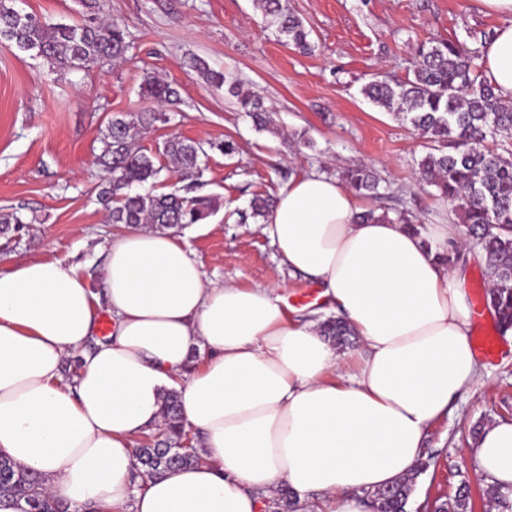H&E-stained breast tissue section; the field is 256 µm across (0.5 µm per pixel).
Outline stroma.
<instances>
[{
	"label": "stroma",
	"mask_w": 512,
	"mask_h": 512,
	"mask_svg": "<svg viewBox=\"0 0 512 512\" xmlns=\"http://www.w3.org/2000/svg\"><path fill=\"white\" fill-rule=\"evenodd\" d=\"M100 16L122 27L125 62L63 72L17 49L0 48V214L21 216L18 231L0 234V268L58 258L78 266L100 290L103 249L115 229L97 202L105 177L95 163L112 118L151 107L146 73L176 86L180 102L141 140L155 151L171 136L232 141L233 155L208 153L201 194L218 197L211 227L179 235L207 278L272 285L289 305L308 288L284 265L257 219H242L255 195L277 196L292 177H338L362 164L382 180L381 208L408 209L421 225L457 224L452 205L419 180L426 140L361 93L369 81L411 74L416 51L430 40L475 44L500 17L479 0H290L314 47L304 55L277 37L257 0H98ZM233 74L261 96L275 128L257 129L235 98L209 85L195 61ZM301 305V304H298ZM310 311V304L301 305ZM482 383L462 395L425 439L427 468L407 506L417 512L470 488L483 512L486 481L464 452L473 426L512 419V356L480 362Z\"/></svg>",
	"instance_id": "obj_1"
}]
</instances>
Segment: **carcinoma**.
Returning <instances> with one entry per match:
<instances>
[{
	"instance_id": "obj_1",
	"label": "carcinoma",
	"mask_w": 512,
	"mask_h": 512,
	"mask_svg": "<svg viewBox=\"0 0 512 512\" xmlns=\"http://www.w3.org/2000/svg\"><path fill=\"white\" fill-rule=\"evenodd\" d=\"M265 18L283 43L302 51L311 49L309 31L289 6V0H258ZM86 9L80 24L49 23L17 7V0H0V47L16 48L44 59L50 66L77 71L90 64L110 67L126 58L129 42L117 24L97 17L96 0H82ZM482 50L465 42L432 40L420 45L412 76L397 81L374 79L362 88L373 103L395 113L427 138L428 152L418 162L420 179L436 188L461 213L463 235L485 251L489 303L500 330L512 328V152L499 146L512 140V100L503 99L486 80L475 74L474 60ZM197 71L210 84L226 87L257 128H273L263 98L243 89L233 77L211 70L203 62ZM143 94L161 107L179 103L178 91L168 82L147 74ZM167 122L163 112H139L130 119L115 117L108 124L96 165L109 177L98 201L109 210L112 223L181 229L204 224L216 212L215 196L190 195L203 173L201 143L177 136L163 142L161 154L169 158L180 179L189 184L173 192L130 193L134 186L153 185L164 166L155 154L139 145L142 131L155 122ZM342 179L355 192L379 196V179L363 166L348 167ZM324 335L341 339L352 333L335 318L320 324ZM153 445L136 449L141 478H156L172 469L202 460L184 429L179 399L165 396L164 423L149 436ZM421 463L400 482L371 494L376 512H404L413 480L425 470ZM486 495L498 512H512V490L491 484ZM24 503L21 512H65L42 491V478L18 468L0 454V499ZM273 512H298L300 500L290 488L281 490ZM469 490L464 486L448 499L447 512H468Z\"/></svg>"
}]
</instances>
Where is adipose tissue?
Returning <instances> with one entry per match:
<instances>
[{
    "label": "adipose tissue",
    "mask_w": 512,
    "mask_h": 512,
    "mask_svg": "<svg viewBox=\"0 0 512 512\" xmlns=\"http://www.w3.org/2000/svg\"><path fill=\"white\" fill-rule=\"evenodd\" d=\"M504 25L485 48L487 81L512 99V0H481ZM337 179L289 180L260 231L363 341L340 358L316 322L272 286L209 282L180 236L126 226L108 240L100 291L42 259L0 269V452L42 477L67 512H261L286 485L334 512H372L365 492L409 475L428 430L480 383L459 284L432 244ZM111 316L101 333L102 313ZM93 351H85L89 340ZM78 355L74 383L62 375ZM176 391L202 460L132 488L137 438ZM467 456L512 487V420Z\"/></svg>",
    "instance_id": "1"
}]
</instances>
